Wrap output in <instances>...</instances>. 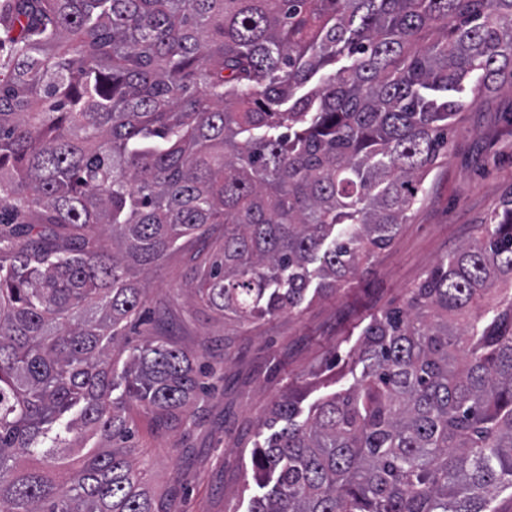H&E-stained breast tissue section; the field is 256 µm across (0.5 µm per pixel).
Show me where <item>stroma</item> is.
I'll use <instances>...</instances> for the list:
<instances>
[{
  "mask_svg": "<svg viewBox=\"0 0 512 512\" xmlns=\"http://www.w3.org/2000/svg\"><path fill=\"white\" fill-rule=\"evenodd\" d=\"M448 157L432 173L425 199L396 238L336 295L301 311L254 324L219 318L188 300L193 254L211 241L168 251L146 277L137 335L164 340L187 356H205L222 376L192 427H159L130 405L127 414L157 492L172 491L174 512H240L258 422L288 385L306 386L313 370L346 374L353 327L369 314L404 306L411 288L463 243L512 192V90L484 95L449 127Z\"/></svg>",
  "mask_w": 512,
  "mask_h": 512,
  "instance_id": "35a3bbf8",
  "label": "stroma"
}]
</instances>
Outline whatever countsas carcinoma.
Wrapping results in <instances>:
<instances>
[{
  "label": "carcinoma",
  "mask_w": 512,
  "mask_h": 512,
  "mask_svg": "<svg viewBox=\"0 0 512 512\" xmlns=\"http://www.w3.org/2000/svg\"><path fill=\"white\" fill-rule=\"evenodd\" d=\"M0 27V512H172L126 410L195 424L202 357L127 342L131 271L209 237L201 303L299 312L396 237L458 116L512 89V0H0ZM350 353L352 383L306 412L291 385L259 420L245 512H496L512 193Z\"/></svg>",
  "instance_id": "obj_1"
}]
</instances>
